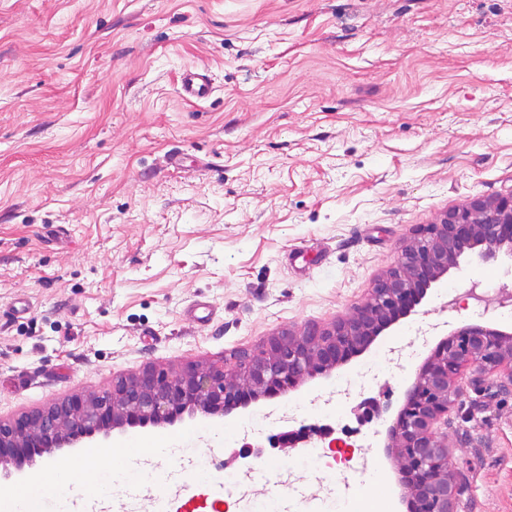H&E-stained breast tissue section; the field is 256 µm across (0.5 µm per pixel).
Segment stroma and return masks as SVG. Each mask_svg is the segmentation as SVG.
Masks as SVG:
<instances>
[{"mask_svg":"<svg viewBox=\"0 0 512 512\" xmlns=\"http://www.w3.org/2000/svg\"><path fill=\"white\" fill-rule=\"evenodd\" d=\"M190 68L208 98L182 97ZM511 192L512 0H0V417L330 324L415 229ZM505 290L507 264L464 259L330 377L169 426L224 437L211 474H259L219 499L155 458L182 488L170 512H238L283 484L314 510L352 488L409 512L386 428L441 338L512 328L483 302ZM366 397L387 409L361 426ZM453 418L458 512H512V396L486 381ZM310 424L375 471L269 448Z\"/></svg>","mask_w":512,"mask_h":512,"instance_id":"35a3bbf8","label":"stroma"}]
</instances>
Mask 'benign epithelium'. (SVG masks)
<instances>
[{
  "label": "benign epithelium",
  "instance_id": "benign-epithelium-1",
  "mask_svg": "<svg viewBox=\"0 0 512 512\" xmlns=\"http://www.w3.org/2000/svg\"><path fill=\"white\" fill-rule=\"evenodd\" d=\"M468 254L482 261L501 255L512 260V192L472 200L417 229L394 265L375 280L370 297L328 326L312 323L274 333L258 352L241 350L222 367L196 365L178 373L149 367L118 377L112 389L88 398L0 419V466L97 435L107 438L127 425H172L198 412L227 416L245 394L257 400L328 377L420 304L433 284L460 269ZM492 375L500 391L512 393V332L468 325L438 342L406 388L383 453L416 512H457L466 477L450 466L448 426L464 386ZM306 430L274 435L270 446L293 447Z\"/></svg>",
  "mask_w": 512,
  "mask_h": 512
}]
</instances>
